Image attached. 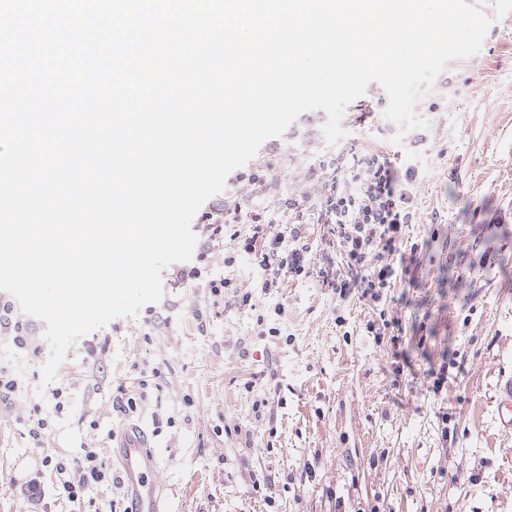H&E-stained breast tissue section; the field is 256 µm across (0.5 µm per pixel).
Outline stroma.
Segmentation results:
<instances>
[{"label": "stroma", "mask_w": 512, "mask_h": 512, "mask_svg": "<svg viewBox=\"0 0 512 512\" xmlns=\"http://www.w3.org/2000/svg\"><path fill=\"white\" fill-rule=\"evenodd\" d=\"M475 2L492 20L481 49L447 64L449 93L419 100L427 126L405 134L415 182L404 247L416 266L414 283L395 285L406 300L388 311L394 337L367 331L375 306L306 282L284 290L280 340L260 336L254 312L175 289L168 331H151L142 311L70 346L57 375L73 406L49 448L73 456L91 440L108 456L107 432L151 428L157 413L174 419L153 440L166 512H512V436L493 418L495 387L512 376V0ZM326 120L303 113L263 142L255 160L275 174L267 199L296 198L326 147ZM340 125L370 150L397 129L381 112L357 123L346 113ZM95 345L106 350L97 371L85 361ZM397 347L413 357L408 386L394 382ZM153 367L165 387L149 391L138 420L113 412L116 386ZM260 371L275 376L280 401L257 412L245 383ZM227 424L253 429L250 445L223 434ZM22 432L0 420V512H23L18 482L41 461ZM260 472L274 483L258 492ZM46 499L50 512L131 505L117 485L74 504Z\"/></svg>", "instance_id": "35a3bbf8"}]
</instances>
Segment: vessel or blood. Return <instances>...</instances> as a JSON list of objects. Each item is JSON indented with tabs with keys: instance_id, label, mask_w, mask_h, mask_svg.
<instances>
[{
	"instance_id": "vessel-or-blood-1",
	"label": "vessel or blood",
	"mask_w": 512,
	"mask_h": 512,
	"mask_svg": "<svg viewBox=\"0 0 512 512\" xmlns=\"http://www.w3.org/2000/svg\"><path fill=\"white\" fill-rule=\"evenodd\" d=\"M496 416L499 430L512 435V378L499 385ZM116 456L126 476L127 492L137 502L139 512H162L154 480L158 458L145 437L124 432Z\"/></svg>"
}]
</instances>
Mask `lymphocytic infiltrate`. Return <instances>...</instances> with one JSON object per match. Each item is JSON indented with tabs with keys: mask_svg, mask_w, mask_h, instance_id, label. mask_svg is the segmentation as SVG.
Returning a JSON list of instances; mask_svg holds the SVG:
<instances>
[{
	"mask_svg": "<svg viewBox=\"0 0 512 512\" xmlns=\"http://www.w3.org/2000/svg\"><path fill=\"white\" fill-rule=\"evenodd\" d=\"M268 178L267 169L255 165L249 176L238 177L232 193L209 203L195 224L201 259L221 254L223 278L205 281L199 268L177 264L168 273L171 287L204 281L210 295H231L235 304L257 311V324L273 338L282 331L268 325L267 317L282 314L277 299L291 281L308 282L341 298L355 293L377 307L386 304L390 289L409 272L403 240L413 218L411 190L396 155L352 144L319 153L305 195L284 216L273 203L252 199ZM245 264L257 271L248 282L239 277ZM268 299L274 302L271 314L259 313ZM0 335L30 359L44 352L33 320L2 293ZM19 392L16 369L0 365V414L22 424L30 447H46L57 419L70 407L67 390L54 388L48 409L20 401ZM41 465L49 470L59 498L72 503L90 488L122 481L95 448L72 457L48 454Z\"/></svg>",
	"mask_w": 512,
	"mask_h": 512,
	"instance_id": "lymphocytic-infiltrate-1",
	"label": "lymphocytic infiltrate"
}]
</instances>
